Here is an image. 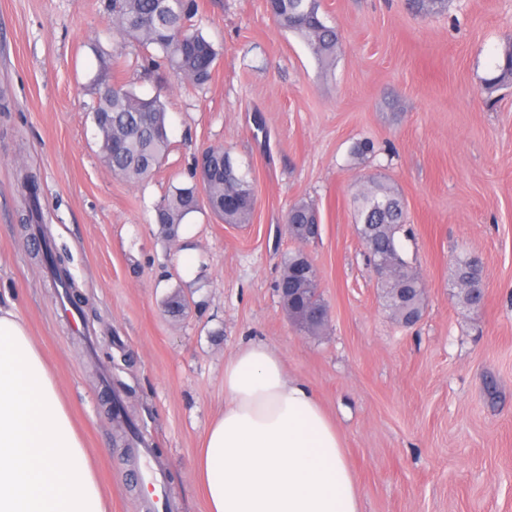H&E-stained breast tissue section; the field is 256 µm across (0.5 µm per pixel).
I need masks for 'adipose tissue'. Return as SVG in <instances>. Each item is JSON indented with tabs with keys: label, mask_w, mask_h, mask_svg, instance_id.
<instances>
[{
	"label": "adipose tissue",
	"mask_w": 512,
	"mask_h": 512,
	"mask_svg": "<svg viewBox=\"0 0 512 512\" xmlns=\"http://www.w3.org/2000/svg\"><path fill=\"white\" fill-rule=\"evenodd\" d=\"M207 512H362L343 438L273 349L224 363V407L198 449ZM0 512H112L39 342L0 295Z\"/></svg>",
	"instance_id": "adipose-tissue-1"
}]
</instances>
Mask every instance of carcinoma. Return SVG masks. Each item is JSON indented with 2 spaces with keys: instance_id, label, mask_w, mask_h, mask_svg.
Segmentation results:
<instances>
[{
  "instance_id": "obj_1",
  "label": "carcinoma",
  "mask_w": 512,
  "mask_h": 512,
  "mask_svg": "<svg viewBox=\"0 0 512 512\" xmlns=\"http://www.w3.org/2000/svg\"><path fill=\"white\" fill-rule=\"evenodd\" d=\"M267 7L277 23L305 40L320 63H332L341 52L336 28L326 25L320 15V0H267ZM109 8L113 33L137 42L144 50L152 47L161 52L168 69L185 85L200 87L211 79L218 51L192 23L199 8L197 0H110ZM113 65L110 57H98L92 121L100 138V154L112 175L138 183L160 167L168 151L166 108L157 95L143 98L133 89L114 83ZM497 71L489 83L512 82V46L505 50ZM204 154L216 163L219 176L200 186L176 187L155 205L156 222L169 230L179 229L189 214L201 208V193L211 212L226 224L248 223L255 209L254 183L236 166L230 151L217 147ZM353 219L374 263L398 267L395 278L380 283L385 307L401 320L421 318L424 291L420 277L401 255L400 235L405 233L407 209L399 193L382 180L368 179L355 193ZM318 220L315 207L303 200L294 202L285 217L298 247L288 255L277 288L303 289L299 300L305 306L324 305L315 266L311 264L306 274L300 273L308 258L303 246L316 240ZM453 271L459 300L467 306L479 305L470 288L483 280L480 257L471 252L457 254ZM290 313L312 336L327 327V320L309 321L302 310L292 307Z\"/></svg>"
}]
</instances>
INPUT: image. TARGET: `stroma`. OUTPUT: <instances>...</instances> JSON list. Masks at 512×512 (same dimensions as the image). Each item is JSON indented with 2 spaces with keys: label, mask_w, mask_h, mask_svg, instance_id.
<instances>
[{
  "label": "stroma",
  "mask_w": 512,
  "mask_h": 512,
  "mask_svg": "<svg viewBox=\"0 0 512 512\" xmlns=\"http://www.w3.org/2000/svg\"><path fill=\"white\" fill-rule=\"evenodd\" d=\"M108 0H0V291L16 300L83 426L112 512H149L139 465L164 473L172 512H206L197 448L224 404V361L270 346L334 419L364 512H512V85L493 89L512 46V0H321L343 49L322 69L265 0H199L219 52L212 81L179 87L162 62L112 32ZM116 80L166 105L169 152L144 182L99 156L90 86L97 50ZM367 141L370 153L356 147ZM223 146L253 178L249 223L201 208L177 239L155 204L191 185L202 152ZM384 177L407 206L408 259L424 285L404 327L353 220V196ZM37 187L29 211L25 177ZM313 202L306 251L329 310L304 333L276 283L295 243L285 214ZM60 257L84 329L57 312ZM483 261L474 309L450 288L452 259ZM186 302L171 316L172 296Z\"/></svg>",
  "instance_id": "1"
}]
</instances>
